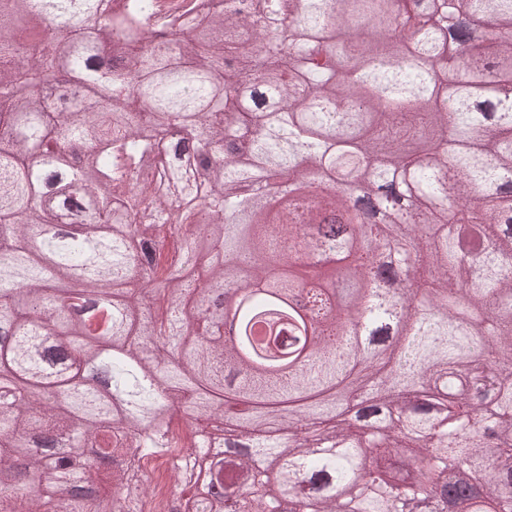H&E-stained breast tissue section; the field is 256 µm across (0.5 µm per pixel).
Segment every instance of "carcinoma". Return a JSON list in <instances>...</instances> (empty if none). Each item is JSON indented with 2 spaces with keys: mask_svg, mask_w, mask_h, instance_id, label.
<instances>
[{
  "mask_svg": "<svg viewBox=\"0 0 512 512\" xmlns=\"http://www.w3.org/2000/svg\"><path fill=\"white\" fill-rule=\"evenodd\" d=\"M74 2L0 0V505L139 512L154 457L176 512H413L440 484L448 512H512V0H224L194 26V0ZM384 187L421 222L361 236L350 204ZM298 224L345 233L340 266L284 262ZM391 244L418 281L394 309ZM338 286L395 322L387 360L348 350ZM55 433L121 466L51 458Z\"/></svg>",
  "mask_w": 512,
  "mask_h": 512,
  "instance_id": "carcinoma-1",
  "label": "carcinoma"
}]
</instances>
